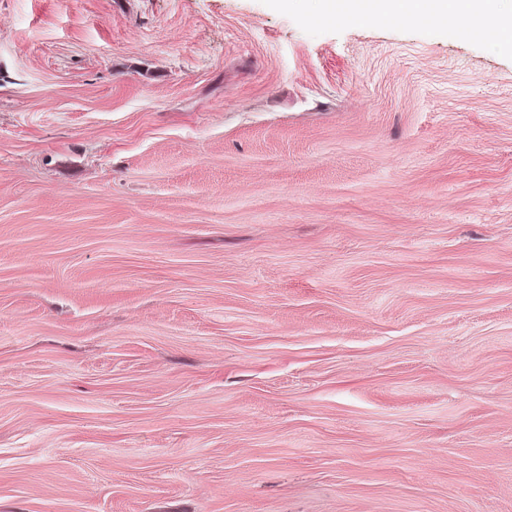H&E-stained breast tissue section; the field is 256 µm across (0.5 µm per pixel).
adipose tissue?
Here are the masks:
<instances>
[{
    "mask_svg": "<svg viewBox=\"0 0 512 512\" xmlns=\"http://www.w3.org/2000/svg\"><path fill=\"white\" fill-rule=\"evenodd\" d=\"M327 16L376 13L387 17H416L445 24L459 15L479 13L486 17L489 37L512 43V14L503 15L499 0H324Z\"/></svg>",
    "mask_w": 512,
    "mask_h": 512,
    "instance_id": "obj_1",
    "label": "adipose tissue"
}]
</instances>
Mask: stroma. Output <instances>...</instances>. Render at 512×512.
I'll use <instances>...</instances> for the list:
<instances>
[{
    "label": "stroma",
    "instance_id": "obj_1",
    "mask_svg": "<svg viewBox=\"0 0 512 512\" xmlns=\"http://www.w3.org/2000/svg\"><path fill=\"white\" fill-rule=\"evenodd\" d=\"M321 0H0V512H512V47Z\"/></svg>",
    "mask_w": 512,
    "mask_h": 512
}]
</instances>
